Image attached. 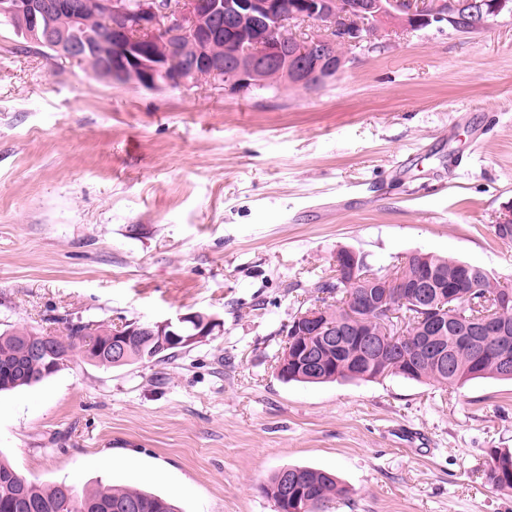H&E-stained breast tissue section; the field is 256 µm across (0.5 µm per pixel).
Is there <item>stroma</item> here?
I'll use <instances>...</instances> for the list:
<instances>
[{
    "mask_svg": "<svg viewBox=\"0 0 512 512\" xmlns=\"http://www.w3.org/2000/svg\"><path fill=\"white\" fill-rule=\"evenodd\" d=\"M347 56L313 91L147 90L0 29V329L221 322L161 362L77 356L1 392L18 473L278 512L261 487L296 465L336 473L335 512H512L484 477L491 449L512 448L511 380L276 374L337 249L381 273L453 258L512 287V241L491 231L512 206V19L396 28Z\"/></svg>",
    "mask_w": 512,
    "mask_h": 512,
    "instance_id": "obj_1",
    "label": "stroma"
}]
</instances>
